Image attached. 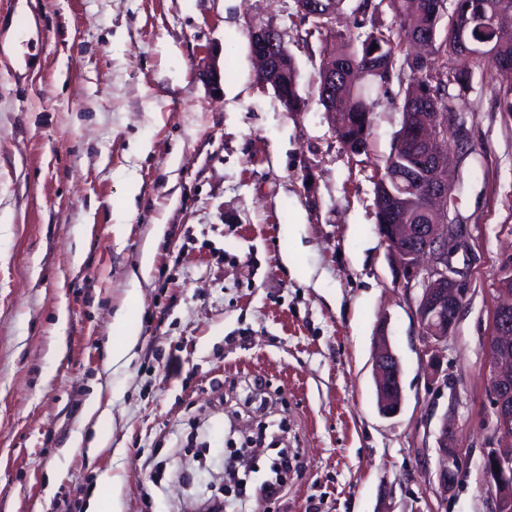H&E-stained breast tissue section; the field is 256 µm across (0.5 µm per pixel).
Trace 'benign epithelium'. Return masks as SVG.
I'll return each instance as SVG.
<instances>
[{
	"instance_id": "7a95c632",
	"label": "benign epithelium",
	"mask_w": 512,
	"mask_h": 512,
	"mask_svg": "<svg viewBox=\"0 0 512 512\" xmlns=\"http://www.w3.org/2000/svg\"><path fill=\"white\" fill-rule=\"evenodd\" d=\"M452 25L465 52L477 54L487 49L489 42H478L471 37L472 19L456 15ZM249 48L258 62L262 84L279 86L278 74L288 54L283 34L269 27L254 29ZM202 76L211 92H223L217 68L205 66ZM421 97L429 107L417 113L414 125L403 123L398 143L408 150L426 149L428 159L419 175L411 178V183L403 185L396 180L394 187H386L389 209L378 224V231L395 260L400 283L407 289L415 282L423 285L416 315L429 355L428 367L437 377L439 347L454 332L469 293L468 269L458 266L454 258L471 249L468 226L457 223L448 212V200L453 197L457 183L455 170L448 162L451 150L444 149V144L450 132L456 141H468L469 131L459 121L458 113L439 111L427 92L421 93ZM416 207L429 211L434 222L407 223L410 211ZM489 340L505 347L512 343V303L493 309ZM373 365L380 412L393 417L401 407V363L385 336L378 337ZM487 377L495 408L494 429L509 441L512 439V358L489 352ZM439 440L437 481L441 499L446 500L461 483L463 449L448 444L446 429ZM484 470L495 487L491 512H512V450L490 449L484 457Z\"/></svg>"
}]
</instances>
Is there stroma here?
Masks as SVG:
<instances>
[{
    "label": "stroma",
    "mask_w": 512,
    "mask_h": 512,
    "mask_svg": "<svg viewBox=\"0 0 512 512\" xmlns=\"http://www.w3.org/2000/svg\"><path fill=\"white\" fill-rule=\"evenodd\" d=\"M352 23L313 30L294 0H0V512H89L115 494L121 512H205L214 495L227 512H488L484 457L500 441L487 343L512 274V119L498 82L475 72L450 205L471 232L457 256L470 291L437 379L421 288L397 282L377 231L398 88L360 155L318 101L324 50ZM259 27L283 32L307 111H285L257 81ZM211 60L220 97L199 76ZM381 327L402 366L393 417L373 377ZM127 334L130 361L111 364ZM95 395L103 411L90 416ZM445 421L465 477L444 500ZM269 423L293 458L282 490L234 503L228 444Z\"/></svg>",
    "instance_id": "stroma-1"
}]
</instances>
